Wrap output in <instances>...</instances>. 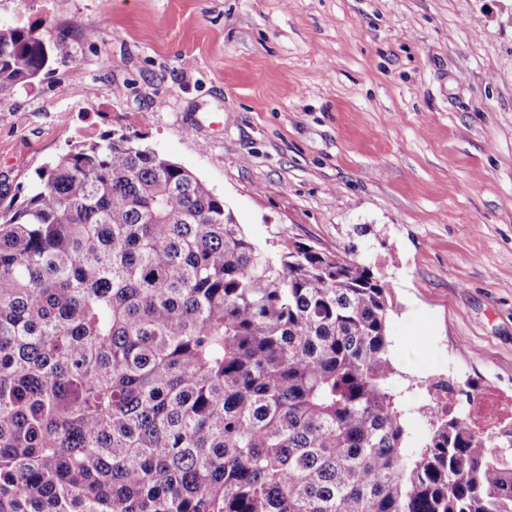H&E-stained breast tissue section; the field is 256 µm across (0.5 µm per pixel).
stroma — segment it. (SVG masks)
I'll return each mask as SVG.
<instances>
[{"instance_id":"obj_1","label":"stroma","mask_w":512,"mask_h":512,"mask_svg":"<svg viewBox=\"0 0 512 512\" xmlns=\"http://www.w3.org/2000/svg\"><path fill=\"white\" fill-rule=\"evenodd\" d=\"M0 26L74 50L0 93V185L139 135L258 243L371 266L407 383L512 395V0H0Z\"/></svg>"}]
</instances>
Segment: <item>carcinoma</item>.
Masks as SVG:
<instances>
[{
    "mask_svg": "<svg viewBox=\"0 0 512 512\" xmlns=\"http://www.w3.org/2000/svg\"><path fill=\"white\" fill-rule=\"evenodd\" d=\"M71 56L0 26V93ZM388 291L105 134L0 188V512H512V427L406 428Z\"/></svg>",
    "mask_w": 512,
    "mask_h": 512,
    "instance_id": "1",
    "label": "carcinoma"
}]
</instances>
